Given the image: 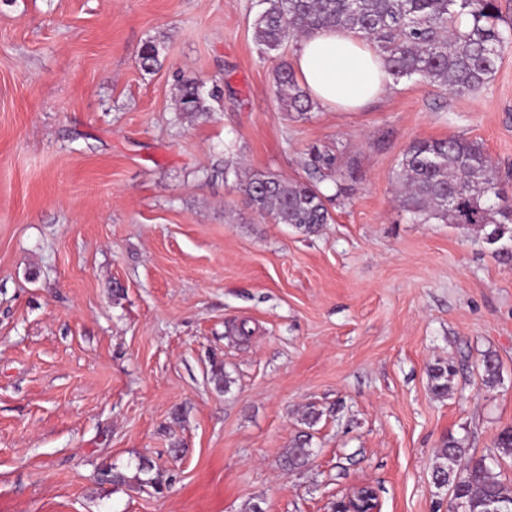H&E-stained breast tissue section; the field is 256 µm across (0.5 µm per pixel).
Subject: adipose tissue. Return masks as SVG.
<instances>
[{
    "mask_svg": "<svg viewBox=\"0 0 512 512\" xmlns=\"http://www.w3.org/2000/svg\"><path fill=\"white\" fill-rule=\"evenodd\" d=\"M293 67L312 97L337 110L360 109L387 91L382 58L369 42L341 29L302 38Z\"/></svg>",
    "mask_w": 512,
    "mask_h": 512,
    "instance_id": "1",
    "label": "adipose tissue"
}]
</instances>
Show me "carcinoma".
<instances>
[{
	"label": "carcinoma",
	"mask_w": 512,
	"mask_h": 512,
	"mask_svg": "<svg viewBox=\"0 0 512 512\" xmlns=\"http://www.w3.org/2000/svg\"><path fill=\"white\" fill-rule=\"evenodd\" d=\"M253 19L257 44L267 52L279 51L291 39L340 28L358 33L386 61L396 83L424 79L458 95H471L493 79L502 54L512 47V28L499 27L497 0H259ZM275 93L286 110L305 115L313 107L288 62L276 70ZM216 98L194 79L179 82L178 109L187 115L210 111ZM313 181L256 174L240 189L254 211L280 224L312 233L332 220L319 184L331 182L335 196L350 191L351 172L343 171L334 153L313 147L303 162ZM396 179L401 183V207L420 224H475L485 242L512 241V197L498 179L482 144L455 137L416 140L402 154ZM456 375L454 366L439 362L429 371L432 391L448 395ZM500 380L492 356L483 361V381L491 387ZM311 434L303 431L284 457L290 471L307 465L313 455ZM490 454L477 456L452 437L438 450L441 462L434 478L447 481L448 492L465 512H489L495 502L512 508V482L494 473L492 464L512 457V427L502 429Z\"/></svg>",
	"instance_id": "carcinoma-1"
}]
</instances>
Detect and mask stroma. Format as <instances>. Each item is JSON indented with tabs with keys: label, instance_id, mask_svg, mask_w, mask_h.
I'll list each match as a JSON object with an SVG mask.
<instances>
[{
	"label": "stroma",
	"instance_id": "stroma-1",
	"mask_svg": "<svg viewBox=\"0 0 512 512\" xmlns=\"http://www.w3.org/2000/svg\"><path fill=\"white\" fill-rule=\"evenodd\" d=\"M258 9L0 0V512H332L360 482L381 512H435L448 437L482 455L512 426V259L412 223L396 180L410 142L456 136L512 193V48L473 95L404 79L301 116L274 93L298 43L263 53ZM182 77L219 90L209 114L179 112ZM313 145L354 173L321 185L331 223L261 219L240 179H306ZM304 430L314 455L284 471ZM456 375V370L449 362H438L429 371L432 382V391L436 396L444 397L448 395V389Z\"/></svg>",
	"mask_w": 512,
	"mask_h": 512
}]
</instances>
